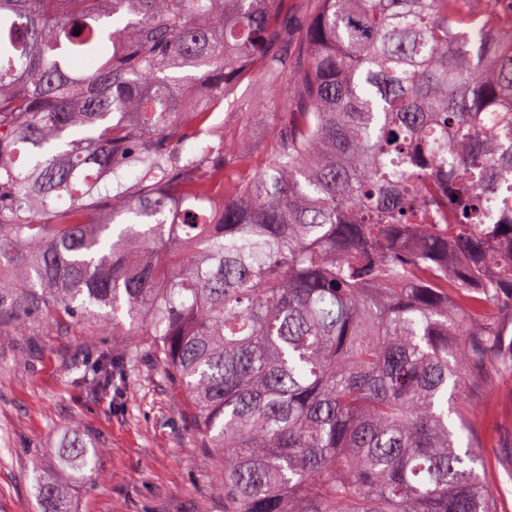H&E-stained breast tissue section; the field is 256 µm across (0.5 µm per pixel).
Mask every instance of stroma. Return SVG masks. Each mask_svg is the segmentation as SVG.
I'll return each instance as SVG.
<instances>
[{
	"mask_svg": "<svg viewBox=\"0 0 512 512\" xmlns=\"http://www.w3.org/2000/svg\"><path fill=\"white\" fill-rule=\"evenodd\" d=\"M274 93L261 76L241 83L211 121L241 129L244 151L269 160L278 129ZM111 337L47 328L42 336H0V512H40L30 477L62 486L76 512H224L211 462L197 446L186 395L143 360L126 385L131 402L77 385L64 366H90ZM472 411L485 442L486 485L512 512V380L489 376ZM98 455V476L61 465L72 434Z\"/></svg>",
	"mask_w": 512,
	"mask_h": 512,
	"instance_id": "35a3bbf8",
	"label": "stroma"
}]
</instances>
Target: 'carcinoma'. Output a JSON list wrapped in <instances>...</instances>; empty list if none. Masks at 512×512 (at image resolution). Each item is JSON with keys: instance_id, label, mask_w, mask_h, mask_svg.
Returning a JSON list of instances; mask_svg holds the SVG:
<instances>
[{"instance_id": "carcinoma-1", "label": "carcinoma", "mask_w": 512, "mask_h": 512, "mask_svg": "<svg viewBox=\"0 0 512 512\" xmlns=\"http://www.w3.org/2000/svg\"><path fill=\"white\" fill-rule=\"evenodd\" d=\"M498 2L0 0V336H132L80 382L150 356L224 512H502L455 433L512 377ZM255 74L260 166L209 123Z\"/></svg>"}]
</instances>
